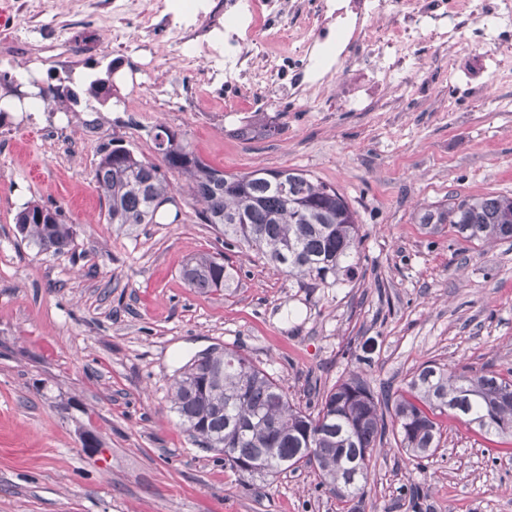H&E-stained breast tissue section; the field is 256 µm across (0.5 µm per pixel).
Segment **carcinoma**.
<instances>
[{"label": "carcinoma", "instance_id": "cac0c4a2", "mask_svg": "<svg viewBox=\"0 0 512 512\" xmlns=\"http://www.w3.org/2000/svg\"><path fill=\"white\" fill-rule=\"evenodd\" d=\"M38 97L79 103L78 93L49 84ZM162 160L177 174L204 223L224 234L227 247L247 246L288 274L334 286L356 275L359 221L338 190L294 169L226 174L195 154L163 125ZM108 224H152L174 184L160 166L125 146L104 145L93 172ZM33 203L15 216L19 235L44 253L69 251L74 231L63 209L56 216ZM423 224H448L469 241L512 239V196L488 195L429 210ZM183 277L193 288L230 287L231 274L210 253L192 257ZM172 402L181 424L207 447L224 453L231 467L261 459L266 473L318 472L320 484L352 501L367 485L370 459L395 430L397 448L417 459L433 456L443 434L442 417L463 418L479 432L512 439V368L450 372L425 362L392 399L380 400L363 372L323 390L311 413L292 404L279 382L235 351L195 360L174 378ZM316 463H300L303 449Z\"/></svg>", "mask_w": 512, "mask_h": 512}]
</instances>
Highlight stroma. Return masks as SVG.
I'll list each match as a JSON object with an SVG mask.
<instances>
[{
  "mask_svg": "<svg viewBox=\"0 0 512 512\" xmlns=\"http://www.w3.org/2000/svg\"><path fill=\"white\" fill-rule=\"evenodd\" d=\"M69 27L96 36V51L78 53ZM152 50L147 123L128 83L141 53L114 49L97 0H45L16 42L0 44L11 81L68 85L85 69L114 85L41 138L26 136L24 113L0 117V512H512V446L459 419H445L428 460L377 449L353 508L310 468L232 469L193 442L170 401L173 379L212 348L247 357L311 408L310 383L328 388L359 369L378 392L427 361L512 368V240L473 244L419 222L431 207L512 196V69L488 97L473 93L491 59L512 54V25L480 47L460 31L445 67L422 38L396 110L364 61L315 106L207 86L203 63L186 68L165 34ZM368 94L367 111L342 105ZM236 100L240 112L225 116ZM160 124L224 172L290 168L336 187L359 216L356 279L313 287L227 247L179 191L159 223H106L92 180L100 148L116 138L160 162ZM31 202L63 208L72 250L22 240L14 218ZM198 253L222 254L230 287L188 285L182 268Z\"/></svg>",
  "mask_w": 512,
  "mask_h": 512,
  "instance_id": "35a3bbf8",
  "label": "stroma"
}]
</instances>
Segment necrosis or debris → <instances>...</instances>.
Here are the masks:
<instances>
[{
    "label": "necrosis or debris",
    "mask_w": 512,
    "mask_h": 512,
    "mask_svg": "<svg viewBox=\"0 0 512 512\" xmlns=\"http://www.w3.org/2000/svg\"><path fill=\"white\" fill-rule=\"evenodd\" d=\"M492 17L512 19V0H318L312 9L305 0H209L194 21L181 23L173 21L165 0H157L139 30L147 39L162 30L179 47L202 50L211 83L260 87L278 96L287 90L311 95L317 84L305 73L332 35L338 53L324 81L367 57L397 106L405 88L397 74L417 33L428 31L435 55L444 60L462 27L476 26L477 41L488 40L485 25ZM298 19L304 26L295 33L288 24ZM277 43L294 46L305 68L286 86L273 50Z\"/></svg>",
    "instance_id": "1"
}]
</instances>
